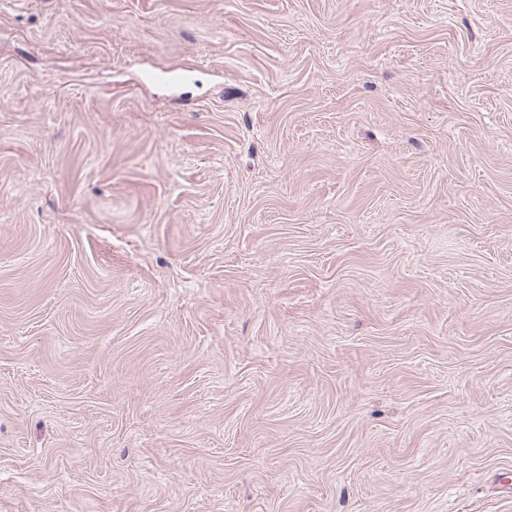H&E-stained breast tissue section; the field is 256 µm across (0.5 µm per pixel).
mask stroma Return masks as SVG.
I'll return each mask as SVG.
<instances>
[{
    "mask_svg": "<svg viewBox=\"0 0 512 512\" xmlns=\"http://www.w3.org/2000/svg\"><path fill=\"white\" fill-rule=\"evenodd\" d=\"M0 512H512V0H0Z\"/></svg>",
    "mask_w": 512,
    "mask_h": 512,
    "instance_id": "stroma-1",
    "label": "stroma"
}]
</instances>
